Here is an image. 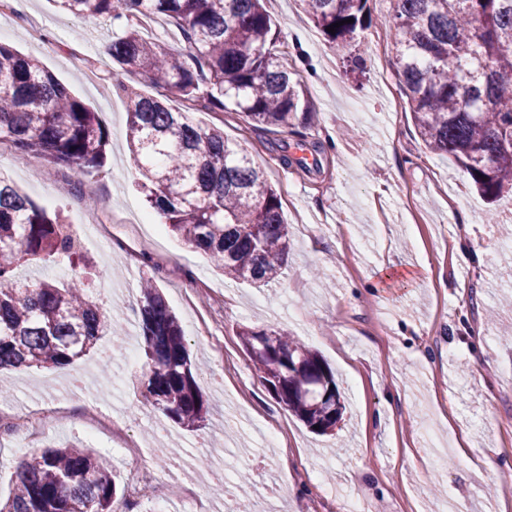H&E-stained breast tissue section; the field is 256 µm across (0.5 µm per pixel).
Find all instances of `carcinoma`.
<instances>
[{
    "instance_id": "carcinoma-1",
    "label": "carcinoma",
    "mask_w": 512,
    "mask_h": 512,
    "mask_svg": "<svg viewBox=\"0 0 512 512\" xmlns=\"http://www.w3.org/2000/svg\"><path fill=\"white\" fill-rule=\"evenodd\" d=\"M77 16L127 21L112 38V64L136 73L162 97L120 86L129 101L127 138L143 170L146 202L159 223L202 251L232 280L261 287L279 279L291 249L280 196L266 171L224 129L192 121V110L227 104L249 124L285 132L312 120L300 73L276 50L265 0H55ZM328 43L343 52L371 25L368 0H300ZM387 22L411 118L425 147L448 154L477 190L512 195V0H390ZM172 20L185 43L165 49L135 19ZM345 24L331 33L326 28ZM194 66H189L187 60ZM176 97L183 110L166 99ZM84 185L103 166L108 133L93 110L34 57L0 45V143ZM32 262L88 267L60 215H49L0 177V367L65 368L112 331L90 296L86 272L66 284L22 279ZM139 328L146 403L194 430L208 407L192 372L181 325L149 282L140 285ZM265 329L239 336L276 401L309 429L336 428V378L321 357L285 332L272 351ZM117 484L101 458L79 444H52L16 466L0 512H112Z\"/></svg>"
}]
</instances>
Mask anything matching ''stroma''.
<instances>
[{"mask_svg":"<svg viewBox=\"0 0 512 512\" xmlns=\"http://www.w3.org/2000/svg\"><path fill=\"white\" fill-rule=\"evenodd\" d=\"M372 25L349 55L337 54L297 0L269 12L280 50L303 72L318 118L288 133L252 131L233 109L194 112L201 124L264 166L282 198L293 249L278 282L258 288L225 278L165 225L129 224L151 211L128 150L121 85L153 94L112 66L110 19L76 16L53 0H25L0 18V43L41 60L98 114L109 134L103 167L86 188L100 202V236H86L94 301L116 333L65 369L0 374V411L27 416L0 427V497L14 489L16 463L53 442H73L107 460L120 486L115 512H220L248 490L283 512H512V343L488 324L512 323V199L487 203L467 172L427 150L404 100L384 19L389 0H369ZM293 164L282 168L277 157ZM0 176L67 223L82 219L60 173L0 145ZM501 221H487L489 212ZM476 252L456 258L458 246ZM152 278L177 314L197 382L210 407L188 430L143 404L139 286ZM283 330L317 350L336 376L346 410L318 436L278 404L239 336L241 326ZM170 453L159 457L156 435ZM497 464L486 478L482 460ZM224 483H217V476Z\"/></svg>","mask_w":512,"mask_h":512,"instance_id":"1","label":"stroma"}]
</instances>
